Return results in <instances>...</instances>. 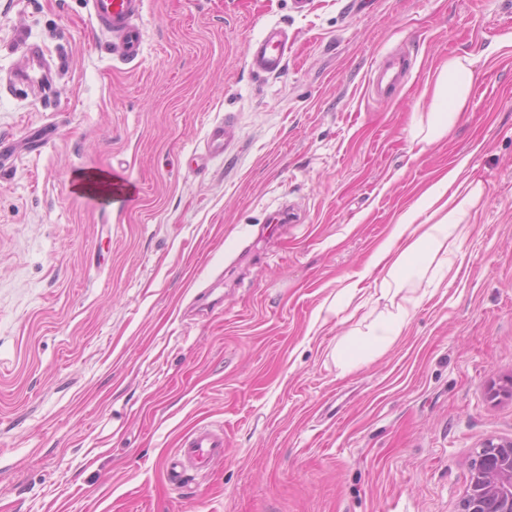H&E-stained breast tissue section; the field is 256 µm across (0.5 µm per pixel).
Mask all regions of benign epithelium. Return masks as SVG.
<instances>
[{"label": "benign epithelium", "mask_w": 512, "mask_h": 512, "mask_svg": "<svg viewBox=\"0 0 512 512\" xmlns=\"http://www.w3.org/2000/svg\"><path fill=\"white\" fill-rule=\"evenodd\" d=\"M461 512H512V439H487L476 452Z\"/></svg>", "instance_id": "1"}]
</instances>
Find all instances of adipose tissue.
I'll return each instance as SVG.
<instances>
[{"label":"adipose tissue","instance_id":"adipose-tissue-1","mask_svg":"<svg viewBox=\"0 0 512 512\" xmlns=\"http://www.w3.org/2000/svg\"><path fill=\"white\" fill-rule=\"evenodd\" d=\"M470 56H452L439 71L433 107L418 118L414 138L426 148L448 136L459 121L475 78ZM460 168L449 169L441 179L404 211L389 237L379 244L366 271L379 299L387 301L386 315L370 323L364 340L343 352L345 366L359 363L363 352L393 343L419 305L417 292L427 272L445 277L460 269L467 218L481 196L480 184L460 178ZM403 249H396V242Z\"/></svg>","mask_w":512,"mask_h":512}]
</instances>
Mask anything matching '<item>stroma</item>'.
I'll return each instance as SVG.
<instances>
[{
    "instance_id": "1",
    "label": "stroma",
    "mask_w": 512,
    "mask_h": 512,
    "mask_svg": "<svg viewBox=\"0 0 512 512\" xmlns=\"http://www.w3.org/2000/svg\"><path fill=\"white\" fill-rule=\"evenodd\" d=\"M143 22L125 64L88 0H0V512H458L475 449L512 439V396L490 394L512 378V0H145ZM275 26L269 77L247 49ZM36 47L46 78L14 82ZM391 51L411 75L369 99ZM467 53L460 121L412 158ZM459 164L483 187L460 272L345 371L386 311L357 273ZM90 171L135 196L88 199ZM202 425L223 461L171 484ZM287 35L281 28H271L249 51L250 66L265 75L281 74L287 66ZM228 140V127L224 121L212 124L206 134V144L210 157H220L224 155Z\"/></svg>"
}]
</instances>
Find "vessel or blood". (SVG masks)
Masks as SVG:
<instances>
[{
  "instance_id": "b4317fda",
  "label": "vessel or blood",
  "mask_w": 512,
  "mask_h": 512,
  "mask_svg": "<svg viewBox=\"0 0 512 512\" xmlns=\"http://www.w3.org/2000/svg\"><path fill=\"white\" fill-rule=\"evenodd\" d=\"M91 14L102 31L108 34L121 61L130 63L143 57L145 28L142 23L144 0H89ZM250 65L258 73L281 74L288 62L287 35L283 29L272 28L249 51ZM407 53L396 51L379 56L373 63L366 91L378 99L391 96L412 69ZM228 140L225 122L212 124L206 134L210 157L223 156ZM224 457V433L209 427L193 428L178 441V448L167 467L168 479L178 484L185 470H209Z\"/></svg>"
}]
</instances>
